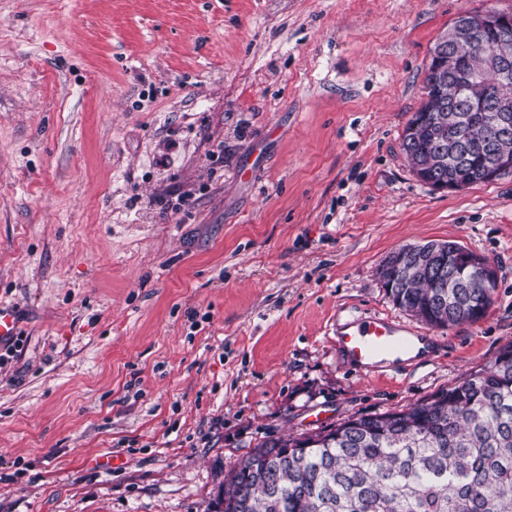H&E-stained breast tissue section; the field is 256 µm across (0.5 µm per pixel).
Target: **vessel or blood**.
Masks as SVG:
<instances>
[{"label": "vessel or blood", "mask_w": 512, "mask_h": 512, "mask_svg": "<svg viewBox=\"0 0 512 512\" xmlns=\"http://www.w3.org/2000/svg\"><path fill=\"white\" fill-rule=\"evenodd\" d=\"M19 334V320L12 308L0 303V346ZM413 345L387 318L370 313L336 327V346L346 362L362 370L378 368L385 357L401 356Z\"/></svg>", "instance_id": "obj_1"}]
</instances>
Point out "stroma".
<instances>
[{"instance_id": "stroma-1", "label": "stroma", "mask_w": 512, "mask_h": 512, "mask_svg": "<svg viewBox=\"0 0 512 512\" xmlns=\"http://www.w3.org/2000/svg\"><path fill=\"white\" fill-rule=\"evenodd\" d=\"M477 9L512 0H0V512H206L266 434L402 409L512 343V172L435 191L400 148ZM429 240L495 266L484 318L390 301L378 266ZM373 312L431 356L343 362L337 324ZM19 336V320L14 310L0 300V347Z\"/></svg>"}]
</instances>
